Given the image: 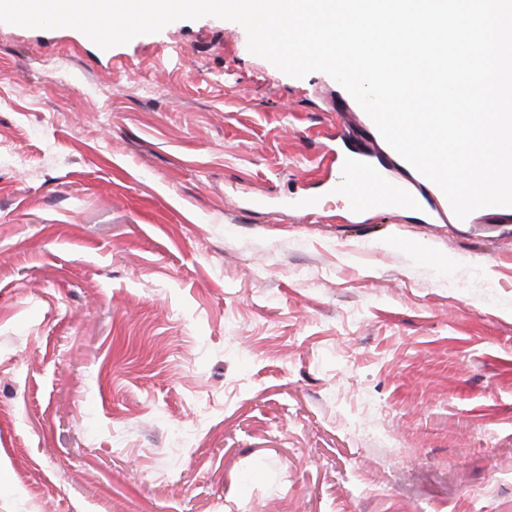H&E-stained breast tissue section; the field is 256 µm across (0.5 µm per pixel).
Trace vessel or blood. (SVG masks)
Listing matches in <instances>:
<instances>
[{
	"label": "vessel or blood",
	"instance_id": "vessel-or-blood-1",
	"mask_svg": "<svg viewBox=\"0 0 512 512\" xmlns=\"http://www.w3.org/2000/svg\"><path fill=\"white\" fill-rule=\"evenodd\" d=\"M343 167L352 171L349 183L344 184L342 191L328 189L325 196L301 202L304 210L325 207L329 199L342 193L349 197L354 210L363 211L375 208H411L417 205V196L407 194L399 183L390 180L386 171L373 169L365 160L347 158Z\"/></svg>",
	"mask_w": 512,
	"mask_h": 512
}]
</instances>
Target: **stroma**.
I'll use <instances>...</instances> for the list:
<instances>
[{
	"label": "stroma",
	"instance_id": "1",
	"mask_svg": "<svg viewBox=\"0 0 512 512\" xmlns=\"http://www.w3.org/2000/svg\"><path fill=\"white\" fill-rule=\"evenodd\" d=\"M359 111L214 16L0 23V512H512V215L299 211L409 180ZM341 165L353 172L350 182L343 185L342 193L350 198L354 210L417 205L418 197L407 194L402 185L390 180L388 172L375 170L360 158L343 159Z\"/></svg>",
	"mask_w": 512,
	"mask_h": 512
}]
</instances>
